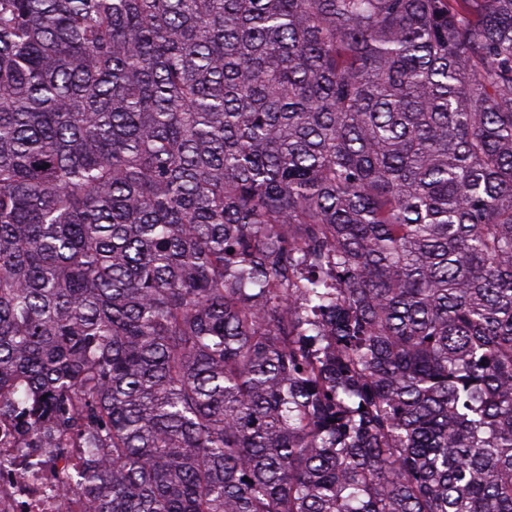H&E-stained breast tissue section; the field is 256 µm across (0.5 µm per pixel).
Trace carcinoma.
Segmentation results:
<instances>
[{
    "label": "carcinoma",
    "mask_w": 512,
    "mask_h": 512,
    "mask_svg": "<svg viewBox=\"0 0 512 512\" xmlns=\"http://www.w3.org/2000/svg\"><path fill=\"white\" fill-rule=\"evenodd\" d=\"M87 512H512V0H0V410Z\"/></svg>",
    "instance_id": "carcinoma-1"
}]
</instances>
